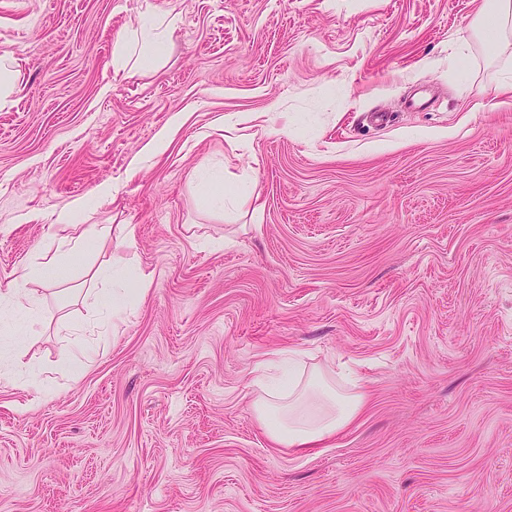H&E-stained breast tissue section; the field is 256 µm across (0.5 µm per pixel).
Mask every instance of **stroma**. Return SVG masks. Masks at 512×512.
I'll list each match as a JSON object with an SVG mask.
<instances>
[{"label":"stroma","mask_w":512,"mask_h":512,"mask_svg":"<svg viewBox=\"0 0 512 512\" xmlns=\"http://www.w3.org/2000/svg\"><path fill=\"white\" fill-rule=\"evenodd\" d=\"M482 4L0 0V284L93 224L132 228L128 289L153 278L119 324L77 272L0 312V512H512V92ZM150 6L172 51L114 76ZM201 173L257 195L214 211ZM294 353L367 398L304 450L251 407ZM20 75L18 60L12 56L0 57V108L10 106L14 99Z\"/></svg>","instance_id":"35a3bbf8"}]
</instances>
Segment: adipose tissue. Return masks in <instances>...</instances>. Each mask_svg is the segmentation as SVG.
I'll list each match as a JSON object with an SVG mask.
<instances>
[{
	"instance_id": "1",
	"label": "adipose tissue",
	"mask_w": 512,
	"mask_h": 512,
	"mask_svg": "<svg viewBox=\"0 0 512 512\" xmlns=\"http://www.w3.org/2000/svg\"><path fill=\"white\" fill-rule=\"evenodd\" d=\"M480 17L479 34L486 49L494 52L512 41V0H486ZM178 21V13L172 10L148 9L140 14L112 43L114 73L126 74L144 62L165 58ZM89 235L112 253L106 266L84 264V274L102 280L112 272L123 271L126 259L120 249L132 238V229L125 224L92 227L87 235L65 242L61 254L23 269L0 287V304L37 310L39 299L32 282H47L48 270L61 268L63 261H81ZM259 386L263 395L254 408L270 440L279 448H305L333 437L354 422L364 405L361 393L336 389L331 372L305 373L299 360L278 374L262 378Z\"/></svg>"
}]
</instances>
